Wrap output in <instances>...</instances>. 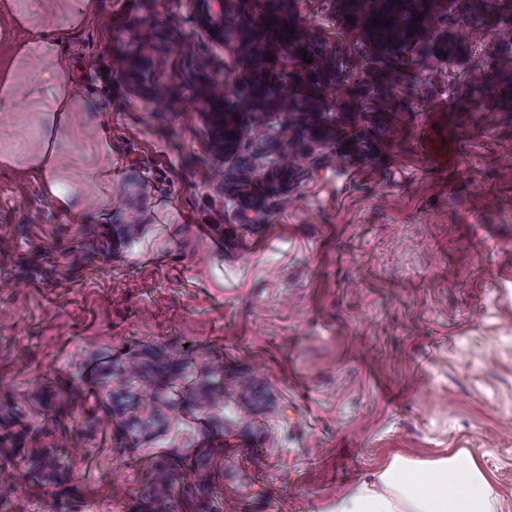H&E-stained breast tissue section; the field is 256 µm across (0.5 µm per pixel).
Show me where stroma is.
Returning <instances> with one entry per match:
<instances>
[{
    "label": "stroma",
    "instance_id": "obj_1",
    "mask_svg": "<svg viewBox=\"0 0 512 512\" xmlns=\"http://www.w3.org/2000/svg\"><path fill=\"white\" fill-rule=\"evenodd\" d=\"M67 6L46 20L84 108L61 153L76 177L109 127L112 198L83 185L103 217L74 224L0 169V512H158L164 471L171 512H323L394 455L460 449L512 512V0H443L426 58L372 51L348 0H250L249 58L205 0H99L72 26ZM269 10L347 81L252 104L244 78L304 67ZM216 84L245 126L229 151ZM42 146L19 95L0 148ZM116 387L163 422L107 416Z\"/></svg>",
    "mask_w": 512,
    "mask_h": 512
}]
</instances>
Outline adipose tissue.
<instances>
[{"mask_svg":"<svg viewBox=\"0 0 512 512\" xmlns=\"http://www.w3.org/2000/svg\"><path fill=\"white\" fill-rule=\"evenodd\" d=\"M31 33L15 52L19 60L35 58L52 72L48 100L40 105L46 145L37 152H0V167L19 168L40 186L46 199L72 223L92 217L83 206L79 186H65L61 156L53 147L80 105L70 88V66L53 31L47 30L38 0H0ZM499 500L482 466L464 450L422 460L393 456L370 481L337 496L325 512H498Z\"/></svg>","mask_w":512,"mask_h":512,"instance_id":"ef3b65f1","label":"adipose tissue"}]
</instances>
